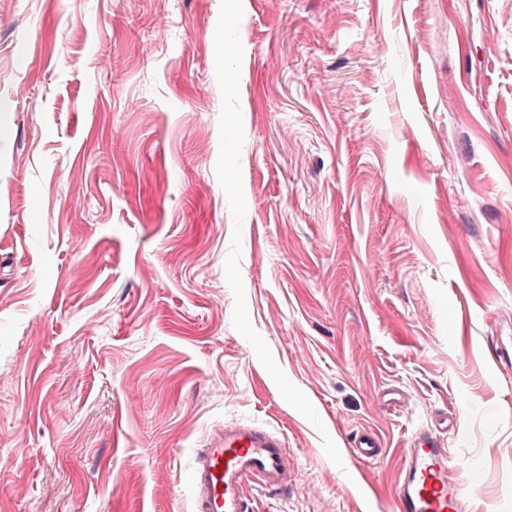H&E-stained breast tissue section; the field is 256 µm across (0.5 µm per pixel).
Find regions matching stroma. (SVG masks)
Masks as SVG:
<instances>
[{"label":"stroma","instance_id":"stroma-1","mask_svg":"<svg viewBox=\"0 0 512 512\" xmlns=\"http://www.w3.org/2000/svg\"><path fill=\"white\" fill-rule=\"evenodd\" d=\"M512 0H0V512H512ZM383 451L349 452L360 432ZM291 458L286 439L247 424L224 425L196 453L191 491L196 512H246L249 486L282 489ZM460 484L448 476V448L438 428L423 426L410 439L397 488L399 512H460Z\"/></svg>","mask_w":512,"mask_h":512}]
</instances>
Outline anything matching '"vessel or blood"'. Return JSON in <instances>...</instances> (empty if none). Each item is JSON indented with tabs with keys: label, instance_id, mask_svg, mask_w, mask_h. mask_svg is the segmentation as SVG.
I'll return each instance as SVG.
<instances>
[{
	"label": "vessel or blood",
	"instance_id": "vessel-or-blood-1",
	"mask_svg": "<svg viewBox=\"0 0 512 512\" xmlns=\"http://www.w3.org/2000/svg\"><path fill=\"white\" fill-rule=\"evenodd\" d=\"M357 458L372 461L382 443L364 432L350 443ZM291 458L285 438L247 424L225 425L196 453L191 474L195 512H246L249 486L284 488ZM464 494L448 475V450L439 429L424 426L411 439L397 488L398 512H461Z\"/></svg>",
	"mask_w": 512,
	"mask_h": 512
}]
</instances>
